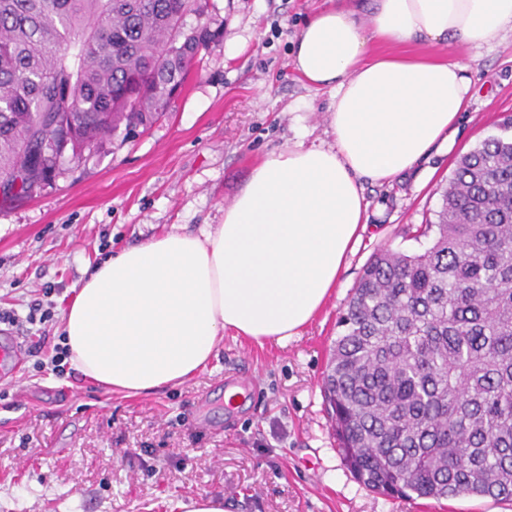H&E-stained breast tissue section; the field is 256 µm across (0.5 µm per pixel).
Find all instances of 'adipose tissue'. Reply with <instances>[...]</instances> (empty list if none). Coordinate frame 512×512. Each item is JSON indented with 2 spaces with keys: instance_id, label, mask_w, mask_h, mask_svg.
<instances>
[{
  "instance_id": "adipose-tissue-1",
  "label": "adipose tissue",
  "mask_w": 512,
  "mask_h": 512,
  "mask_svg": "<svg viewBox=\"0 0 512 512\" xmlns=\"http://www.w3.org/2000/svg\"><path fill=\"white\" fill-rule=\"evenodd\" d=\"M512 32V0H328L292 68L327 90L330 145L269 153L200 232L171 231L99 263L64 312L71 365L126 397L204 371L225 334L287 346L321 308L365 228L363 180L392 181L447 144L467 66L411 44L474 47ZM377 44L392 46L374 53Z\"/></svg>"
}]
</instances>
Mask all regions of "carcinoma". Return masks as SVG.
<instances>
[{
  "label": "carcinoma",
  "mask_w": 512,
  "mask_h": 512,
  "mask_svg": "<svg viewBox=\"0 0 512 512\" xmlns=\"http://www.w3.org/2000/svg\"><path fill=\"white\" fill-rule=\"evenodd\" d=\"M208 0H0V185L54 186L136 119L169 111ZM429 247L375 253L324 388L343 458L389 496L512 498V136L456 162Z\"/></svg>",
  "instance_id": "cac0c4a2"
}]
</instances>
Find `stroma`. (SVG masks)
<instances>
[{"instance_id": "35a3bbf8", "label": "stroma", "mask_w": 512, "mask_h": 512, "mask_svg": "<svg viewBox=\"0 0 512 512\" xmlns=\"http://www.w3.org/2000/svg\"><path fill=\"white\" fill-rule=\"evenodd\" d=\"M324 0H209L219 37L202 49L170 112L114 137L55 187L0 206V309L12 336L34 335L33 304L51 308L59 344L74 288L112 251L172 225L221 223L252 168L294 144H332L329 94L290 65L294 36ZM470 98L446 147L391 182L365 183L367 225L333 293L299 337L280 347L225 336L208 369L184 385L108 396L74 369L56 375L25 356L0 379V512H180L200 495L226 512H512V500L464 495L391 499L342 461L322 379L362 270L381 248L420 251L414 238L441 205L458 158L501 134L512 116V33L479 48L455 42ZM243 403L228 409L226 387Z\"/></svg>"}]
</instances>
